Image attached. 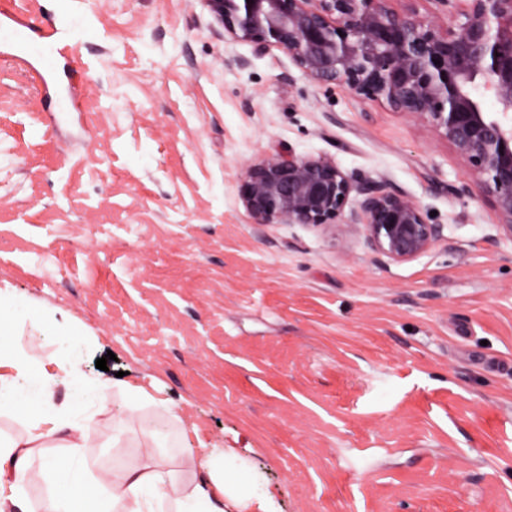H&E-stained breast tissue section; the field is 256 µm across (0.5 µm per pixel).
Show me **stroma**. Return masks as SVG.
Returning <instances> with one entry per match:
<instances>
[{"label": "stroma", "mask_w": 512, "mask_h": 512, "mask_svg": "<svg viewBox=\"0 0 512 512\" xmlns=\"http://www.w3.org/2000/svg\"><path fill=\"white\" fill-rule=\"evenodd\" d=\"M72 10L81 115L0 53V290L77 328L15 316L35 363L119 381L78 412L91 468L145 462L153 419L156 460L232 451L272 512H512V241L451 145L202 0ZM288 152L386 182L442 240L390 263L352 228L251 223L247 165Z\"/></svg>", "instance_id": "obj_1"}]
</instances>
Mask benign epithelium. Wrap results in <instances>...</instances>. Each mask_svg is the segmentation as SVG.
Here are the masks:
<instances>
[{"label": "benign epithelium", "instance_id": "1", "mask_svg": "<svg viewBox=\"0 0 512 512\" xmlns=\"http://www.w3.org/2000/svg\"><path fill=\"white\" fill-rule=\"evenodd\" d=\"M202 2L225 35L255 53L276 47L314 83L430 126L465 160L512 241V0H439L448 6L444 31L393 11L388 0ZM239 197L253 224L318 227L345 218L392 262L415 259L443 238V225L429 223L420 204L381 181L355 182L327 156L252 162Z\"/></svg>", "mask_w": 512, "mask_h": 512}]
</instances>
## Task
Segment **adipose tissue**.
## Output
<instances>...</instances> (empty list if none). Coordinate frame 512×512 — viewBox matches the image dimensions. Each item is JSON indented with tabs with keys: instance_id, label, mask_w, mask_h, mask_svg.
Segmentation results:
<instances>
[{
	"instance_id": "obj_1",
	"label": "adipose tissue",
	"mask_w": 512,
	"mask_h": 512,
	"mask_svg": "<svg viewBox=\"0 0 512 512\" xmlns=\"http://www.w3.org/2000/svg\"><path fill=\"white\" fill-rule=\"evenodd\" d=\"M74 388L69 399L55 404L52 389L58 383ZM105 380L86 379L68 355L54 361L53 370L34 367L23 350H0V411H14L26 419L23 435L0 439V512H150L152 504L173 503L175 512H227L228 508L256 506L264 498L242 493L231 468H217L214 456H189L194 473L189 487H181L175 471L152 462L129 466L112 478L91 470L84 456L88 445L85 424L74 413L89 392L108 389ZM59 436L61 454L45 455V441ZM42 456L45 492L30 507L23 490L27 468Z\"/></svg>"
}]
</instances>
